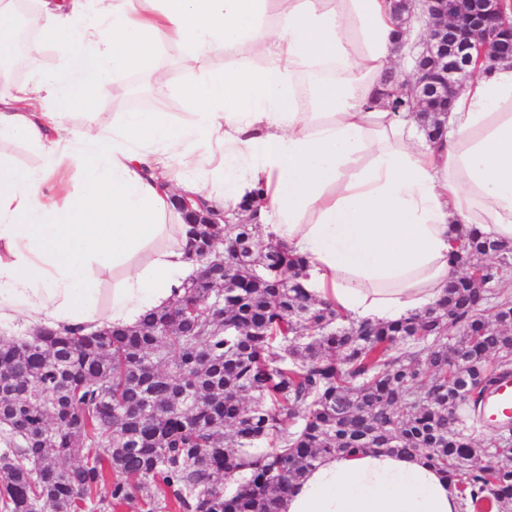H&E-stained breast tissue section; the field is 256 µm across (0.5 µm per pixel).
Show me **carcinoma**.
Returning <instances> with one entry per match:
<instances>
[{
	"label": "carcinoma",
	"instance_id": "cac0c4a2",
	"mask_svg": "<svg viewBox=\"0 0 512 512\" xmlns=\"http://www.w3.org/2000/svg\"><path fill=\"white\" fill-rule=\"evenodd\" d=\"M15 2L22 50L32 0ZM185 235L198 261L224 248V288L194 283L133 327L0 341V512H280L320 458L366 449L422 457L472 512L512 509V433L473 437L512 375V298L484 263L498 241L459 236L480 277L358 325L302 287V258L262 225ZM258 261L279 274L252 276ZM226 474L245 490L225 493Z\"/></svg>",
	"mask_w": 512,
	"mask_h": 512
}]
</instances>
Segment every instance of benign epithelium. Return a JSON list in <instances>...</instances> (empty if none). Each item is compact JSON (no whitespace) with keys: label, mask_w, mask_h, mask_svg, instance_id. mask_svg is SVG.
<instances>
[{"label":"benign epithelium","mask_w":512,"mask_h":512,"mask_svg":"<svg viewBox=\"0 0 512 512\" xmlns=\"http://www.w3.org/2000/svg\"><path fill=\"white\" fill-rule=\"evenodd\" d=\"M393 15L409 25L422 21L421 51L407 92L409 111L424 124L448 112L464 81L482 62L512 61V12L504 0H390Z\"/></svg>","instance_id":"1"}]
</instances>
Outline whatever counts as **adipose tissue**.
Wrapping results in <instances>:
<instances>
[{"label":"adipose tissue","instance_id":"obj_1","mask_svg":"<svg viewBox=\"0 0 512 512\" xmlns=\"http://www.w3.org/2000/svg\"><path fill=\"white\" fill-rule=\"evenodd\" d=\"M28 23V82L0 96V141L37 150L38 167L0 154V328L131 326L166 306L201 263L190 259L174 190L213 200L206 182L171 187L173 164L220 160L224 205L265 193L267 238L305 259L304 283L357 323L431 306L458 271L453 242L474 224L512 244V62L481 67L457 96L442 142L418 147L415 114L395 112L407 33L388 0H40ZM57 70L41 65L46 42ZM187 69L231 50L236 65L189 90L195 126L116 112L108 132L67 126L127 66L167 83L160 47ZM75 166L87 180L58 195ZM111 275L107 308L98 280ZM281 512H462L448 479L416 455L319 460Z\"/></svg>","mask_w":512,"mask_h":512}]
</instances>
